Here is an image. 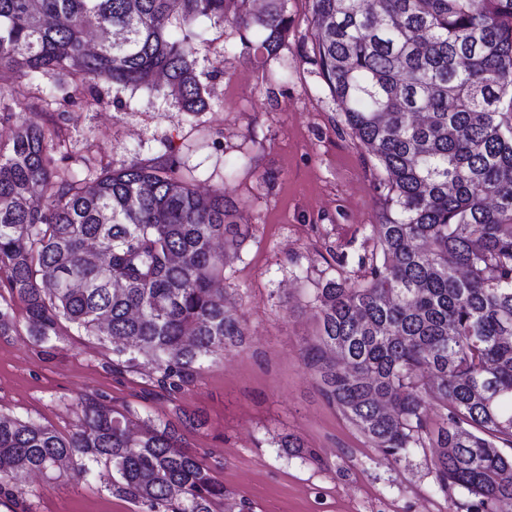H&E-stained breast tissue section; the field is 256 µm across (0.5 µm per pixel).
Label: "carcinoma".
Wrapping results in <instances>:
<instances>
[{
	"label": "carcinoma",
	"instance_id": "cac0c4a2",
	"mask_svg": "<svg viewBox=\"0 0 512 512\" xmlns=\"http://www.w3.org/2000/svg\"><path fill=\"white\" fill-rule=\"evenodd\" d=\"M247 2L0 0V125L13 128L0 142L1 336L17 300L35 341L69 324L170 394L242 342L218 287L244 242L237 205L200 195L170 156L68 165L61 126L27 122L15 86L72 81L66 98L90 108L104 105L101 83L160 88L206 112L200 22L234 29L242 54L272 55L288 32L287 0ZM311 14L313 61L378 161L383 213L364 275L317 289L306 364L383 459L440 448V488L465 490L478 510L512 501V0H311ZM78 406L67 435L0 414V500L17 501L31 475L104 464L106 489L136 512H221L224 485L185 442L200 415L157 424L100 398ZM276 447L309 453L288 434Z\"/></svg>",
	"mask_w": 512,
	"mask_h": 512
}]
</instances>
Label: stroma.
Listing matches in <instances>:
<instances>
[{"instance_id": "1", "label": "stroma", "mask_w": 512, "mask_h": 512, "mask_svg": "<svg viewBox=\"0 0 512 512\" xmlns=\"http://www.w3.org/2000/svg\"><path fill=\"white\" fill-rule=\"evenodd\" d=\"M288 35L276 54L240 55L238 34L205 22L196 70L212 107L190 115L147 89H102L106 107L45 106V82L20 87L28 119L66 115L73 154L118 167L170 150L196 189L223 190L238 206L246 240L224 268L222 286L245 336L206 361L176 395L140 371H115L112 346L68 328L49 342L28 335L15 304L16 328L0 336V411L66 434L78 423L80 399L105 396L156 421L199 413L186 432L217 480L253 512H467L472 496L441 490L434 448L383 460L322 392L305 363L318 331L314 293L325 279L358 276L372 251L382 204L381 173L353 141L341 110L301 52L312 42L310 0H288ZM291 434L310 458L283 454L274 438ZM105 467L76 480L26 479L27 512H134L105 487Z\"/></svg>"}]
</instances>
